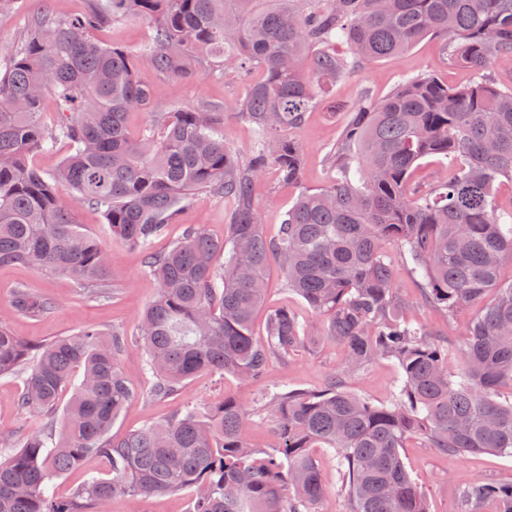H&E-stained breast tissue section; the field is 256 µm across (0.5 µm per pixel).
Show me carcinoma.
I'll return each instance as SVG.
<instances>
[{"mask_svg": "<svg viewBox=\"0 0 512 512\" xmlns=\"http://www.w3.org/2000/svg\"><path fill=\"white\" fill-rule=\"evenodd\" d=\"M127 17L153 22L151 42L130 52L94 39ZM427 36L442 38L448 63L477 79L450 87L421 74L379 103L363 97L330 155V184L303 192L278 236L265 237L253 185L269 168L284 184L299 182L303 151L288 130L322 86ZM339 42L348 54L336 53ZM0 54V267L81 286L108 281L105 249L70 219L60 188L100 208L159 284L141 319L150 397H172L205 370L254 380L320 334L344 346L353 372L377 360L400 370L389 404L339 379L270 390L262 403L274 428L263 448L240 438L244 411L233 397L114 437L137 396L118 365L126 333L88 326L31 343L1 322L0 377L23 374L19 407L45 421L0 445V512H100L116 495L182 490L193 492L189 512H319L327 489L314 448L337 459L350 512H429L402 460L408 441L447 455H512V401L498 400V388L512 385V281L500 276L512 261V211L495 200L497 186L512 183V87L493 71L512 55V0H90L81 14L28 17L21 45ZM226 68L243 81L235 109L255 131L247 160L218 135V108H177L158 134L131 136L128 113L151 102L148 74L193 80ZM47 96L57 105L52 123ZM61 143L68 154L46 179L29 158ZM430 156L450 159L448 177L412 182ZM200 190L233 202L228 239L189 226L169 252H151ZM392 246L409 257L422 303L452 317L488 298L465 332L461 367L448 363L445 338L404 318L410 304L393 285ZM272 257L288 291L323 316L321 328L278 308L254 336ZM12 308L42 318L53 303L21 286ZM77 369L82 380L58 418ZM94 458L111 462L112 477L90 472L71 498L50 494L53 479ZM490 498L512 512V487L480 480L461 487L459 512H483Z\"/></svg>", "mask_w": 512, "mask_h": 512, "instance_id": "1", "label": "carcinoma"}]
</instances>
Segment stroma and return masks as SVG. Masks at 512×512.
<instances>
[{"label": "stroma", "instance_id": "1", "mask_svg": "<svg viewBox=\"0 0 512 512\" xmlns=\"http://www.w3.org/2000/svg\"><path fill=\"white\" fill-rule=\"evenodd\" d=\"M88 3L89 0H26L24 10L1 11L0 48L14 46L23 39L28 15L37 12L66 15L85 10ZM153 35L150 21L132 18L103 28L97 37L104 43L132 52L150 41ZM422 73L434 75L451 86L468 83L474 77L473 70L469 68L449 65L442 55L441 40L428 37L407 51L368 64L352 75L324 86L318 103L307 113L304 122L289 132L290 138L303 149L299 183L290 186L279 184L274 172L269 171L254 184L253 193L267 236L277 234L283 213L302 191L320 189L328 184L326 156L359 94L367 90L380 101L403 79ZM152 84L149 108L135 109L129 114L128 124L134 135H141L148 127L156 125L159 117L172 105L213 104L224 109V137L227 142L239 155L249 153L254 143L253 129L238 117L232 106L241 91L235 72L227 71L221 75L206 72L191 81L156 77ZM62 198L73 221L95 235L108 253L112 276L107 293L96 295L77 288L64 276L38 274L21 266L0 267V317L6 318L15 335L26 340L70 336L89 324L118 328L127 333L133 344L120 357L119 364L138 395L113 425L112 435L120 437L139 429L146 422L164 420L177 406L186 402L203 407L219 404L231 396L244 408L242 437L252 445L264 446L269 441L273 425L261 407L262 394L279 384L294 389H319L335 375L345 376L351 391L374 404H386L392 400L397 391V366L380 360L355 373H346L345 350L329 336L320 337L288 362H271L260 380L242 382L231 376L203 373L187 382L177 396L150 398L148 391L152 376L145 371L142 352L134 341L138 337L142 314L157 292V283L145 273L142 254L113 237L99 210L73 201L67 192ZM230 207V202L224 198L198 193L174 224L169 225L166 234L155 240L154 251L168 250L190 225L200 227L214 239H226ZM389 260L396 288L412 303L409 318L413 323L438 330L447 337L448 359L452 364H459L464 349V332L476 313L475 308L465 309L450 320L435 309L418 305L419 290L410 271L409 260L395 248L390 249ZM21 285L52 300L54 308L47 317L32 319L13 310L12 294ZM266 305L270 308L285 306L313 324L321 322L320 316L300 297L284 288L280 263L275 258L270 261ZM23 387L21 378H0V437H26L39 429L44 421L43 416L26 413L19 408L18 399ZM401 455L412 480L425 495L430 512H456L460 486L473 480H486L501 487L512 485V457L486 453L448 456L422 440L410 442L402 449Z\"/></svg>", "mask_w": 512, "mask_h": 512}]
</instances>
